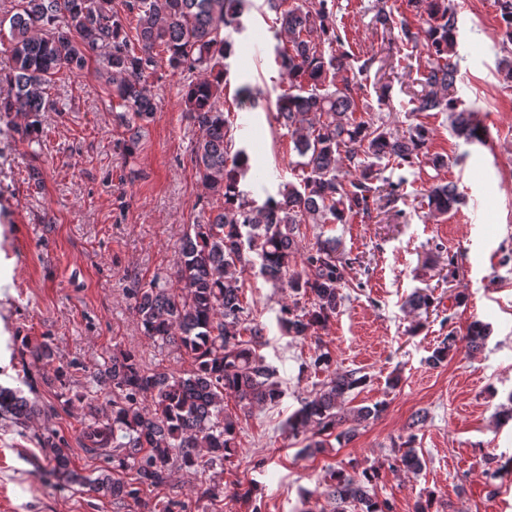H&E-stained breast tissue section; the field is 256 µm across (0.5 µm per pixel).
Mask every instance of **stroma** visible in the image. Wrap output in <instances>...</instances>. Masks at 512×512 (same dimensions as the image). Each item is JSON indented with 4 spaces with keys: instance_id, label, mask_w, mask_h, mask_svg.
<instances>
[{
    "instance_id": "35a3bbf8",
    "label": "stroma",
    "mask_w": 512,
    "mask_h": 512,
    "mask_svg": "<svg viewBox=\"0 0 512 512\" xmlns=\"http://www.w3.org/2000/svg\"><path fill=\"white\" fill-rule=\"evenodd\" d=\"M455 2L463 58L458 97L475 110L486 144L458 138L447 113L415 111L426 54L383 38L376 22L384 10L425 27L407 0H334L353 57L372 54L395 64L356 78L370 118L402 132L425 122L432 130L428 154L447 156L448 165L387 161L385 176L401 184L387 212L302 225L296 264L328 237L353 261L341 307L311 336L286 335L278 322L282 307L306 306V297L273 287L258 270L245 272L243 300L264 327L261 353L276 369L283 397L246 413L225 399V411L241 421L233 462L205 470L171 464L165 485L142 488L134 499L102 496L55 474L42 440L54 436L75 473L97 477L108 463L89 451L85 431L112 409V394L98 379L113 355L130 351L161 371L191 367L185 352L144 336L133 295L170 271L183 234L212 203L191 161L198 130L182 110L184 76L159 60L148 82L156 112L137 144L129 142L125 113L113 111L112 89L94 60L58 75L52 95L63 108L41 113L39 147L0 138V259L13 264L10 282L0 286V386L21 389L41 408L23 425L0 419V512H162L167 505L173 512H334L329 472L351 463L377 467L375 493L393 512H415L425 499L432 512H512V474L491 476L512 457V82L498 71L496 0ZM275 22L265 0H252L244 30L234 36L229 80L263 96L254 108L225 103L237 146L247 148L261 173L244 183L259 201L300 173L288 132L274 118L275 101L288 89ZM448 182L462 200L439 215L426 193ZM425 288L434 307L411 310L408 298ZM476 320L490 329L482 347L460 341L443 366L427 365L444 336L462 338ZM42 342L53 354L47 366L28 351ZM321 346L336 370L367 374L353 406L384 409L353 438L330 440L307 456L304 440L289 436L287 420L326 378L312 365ZM395 374L401 383L393 389L387 380ZM65 386L84 400L61 403ZM419 411L426 421L408 431ZM410 435L424 461L418 472L389 465ZM208 487L217 499L204 496ZM241 487L249 497L238 496Z\"/></svg>"
}]
</instances>
